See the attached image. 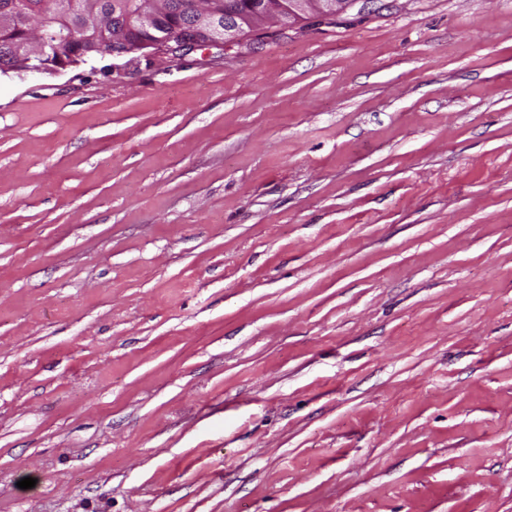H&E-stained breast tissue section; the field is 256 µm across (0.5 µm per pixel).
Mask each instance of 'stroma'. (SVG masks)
I'll use <instances>...</instances> for the list:
<instances>
[{
    "mask_svg": "<svg viewBox=\"0 0 512 512\" xmlns=\"http://www.w3.org/2000/svg\"><path fill=\"white\" fill-rule=\"evenodd\" d=\"M0 512H512V0L1 74Z\"/></svg>",
    "mask_w": 512,
    "mask_h": 512,
    "instance_id": "35a3bbf8",
    "label": "stroma"
}]
</instances>
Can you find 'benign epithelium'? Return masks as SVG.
I'll return each instance as SVG.
<instances>
[{
  "mask_svg": "<svg viewBox=\"0 0 512 512\" xmlns=\"http://www.w3.org/2000/svg\"><path fill=\"white\" fill-rule=\"evenodd\" d=\"M112 18L85 21L81 35L53 32L44 27L43 0H13L0 9V28L23 26L28 38L9 45L0 73L58 71L92 62L105 55L114 58L134 52L128 19L137 17L138 43L152 51L187 55L201 48L224 49L248 33L286 26L311 16L345 13L357 0H191L185 22L170 23L171 0H145L152 8H134L133 0H110ZM61 15L84 14L77 0H53Z\"/></svg>",
  "mask_w": 512,
  "mask_h": 512,
  "instance_id": "7a95c632",
  "label": "benign epithelium"
}]
</instances>
